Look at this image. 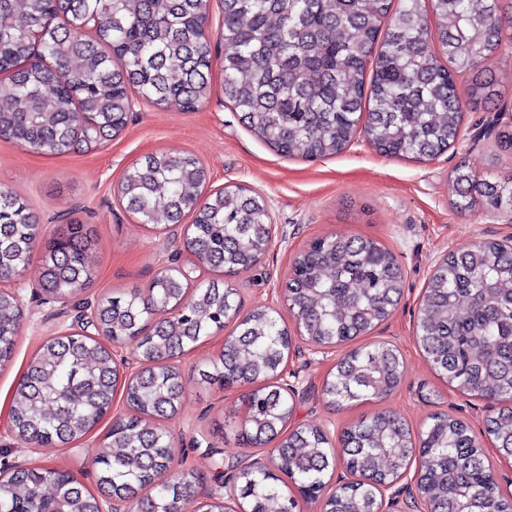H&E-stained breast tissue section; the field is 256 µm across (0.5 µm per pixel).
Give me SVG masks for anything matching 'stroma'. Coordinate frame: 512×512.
<instances>
[{
  "label": "stroma",
  "mask_w": 512,
  "mask_h": 512,
  "mask_svg": "<svg viewBox=\"0 0 512 512\" xmlns=\"http://www.w3.org/2000/svg\"><path fill=\"white\" fill-rule=\"evenodd\" d=\"M210 91L192 111L135 103L125 130L104 148L85 153L47 156L0 139V187L20 196L37 220L31 258L0 289L17 295L23 319L16 337L15 358L0 371V469L25 461L73 473L90 492H97L94 463L107 424L65 446L30 450L18 441L9 414L14 389L30 359L47 339L76 329L83 311L112 291H147L160 268L186 263L185 227L161 230L138 224L117 194L124 171L155 153L189 155L206 169V192L242 184L264 200L275 233L265 257L230 281L243 310L259 305L279 308L287 327L295 317L280 299V286L297 253L311 240L329 234L375 239L391 250L405 273L404 293L392 315L369 335L395 345L405 363V376L389 396L372 401L331 405L321 388L344 354V347L315 353L302 337H294L288 370L297 376L293 424H309L337 438L350 423L381 411L398 415L420 429L431 414L443 412L466 421L494 470L503 475V494L512 496V458H503L484 434L493 409L485 399L448 387L416 343L414 330L423 289L437 262L449 252L483 240L512 239V208L454 207L457 199L450 172L463 163L487 181L512 174V154L497 147L496 130L512 128V57L502 56L492 68L501 93L486 108L466 112L455 145L436 158L414 162L379 154L357 138L340 154L314 161L278 154L251 134L222 87L224 45L216 42ZM90 225L95 244L87 254L93 270L89 284L62 300L47 299L39 286L45 243L72 220ZM223 332L213 333L177 358L184 395L175 417L164 426L180 454L175 469L196 471L201 482L196 500L181 512H198L211 488L221 483L237 461H263L269 451L238 445L233 434L217 435L216 423L240 415L242 392L201 385L198 368L216 358Z\"/></svg>",
  "instance_id": "1"
}]
</instances>
